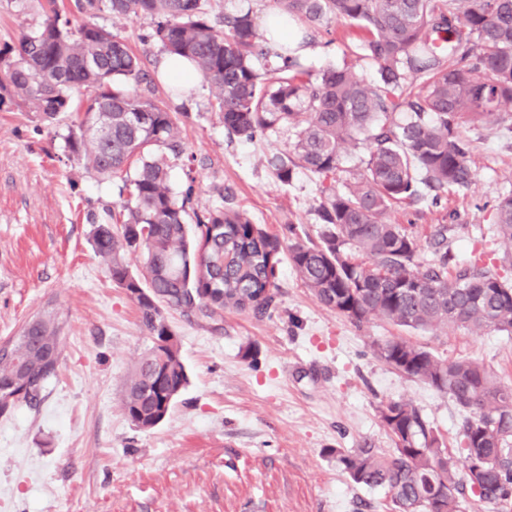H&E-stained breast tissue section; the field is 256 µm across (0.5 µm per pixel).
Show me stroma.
I'll list each match as a JSON object with an SVG mask.
<instances>
[{
  "label": "stroma",
  "instance_id": "stroma-1",
  "mask_svg": "<svg viewBox=\"0 0 512 512\" xmlns=\"http://www.w3.org/2000/svg\"><path fill=\"white\" fill-rule=\"evenodd\" d=\"M54 8L73 23L87 20L74 0H32L23 11L2 4L0 44ZM95 22L144 56L153 93L178 113L184 152L171 162L174 190L195 177V210L226 195L269 234L287 239L292 224L302 241L318 242L317 177L299 168L284 185L268 164L287 152L291 130L228 136L209 84L197 81L180 100L171 94L159 74L164 52L142 40L150 19L103 12ZM359 37L335 23L298 55L311 75L352 60L376 82V65L355 59ZM76 120L68 113L47 125L29 112L0 110V341L47 305L64 323L57 374L37 401L0 416V512H389L386 490L352 483L335 449L390 450L377 415L387 400L413 401L452 450L461 419L447 394L384 364L375 344L402 335L512 384V335L404 331L379 319L358 326L319 304L284 260L266 314L227 308L206 318L166 309L189 384L158 426L135 427L122 410L123 388L151 340L90 245L88 216L120 204V182L68 161L63 137ZM466 136L472 190L445 193L437 207L427 198L395 207L390 218L427 256L433 225L464 213L449 244L455 265L479 259L512 281L492 231L498 197L512 190V135L481 123Z\"/></svg>",
  "mask_w": 512,
  "mask_h": 512
}]
</instances>
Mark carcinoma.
I'll use <instances>...</instances> for the list:
<instances>
[{
    "label": "carcinoma",
    "mask_w": 512,
    "mask_h": 512,
    "mask_svg": "<svg viewBox=\"0 0 512 512\" xmlns=\"http://www.w3.org/2000/svg\"><path fill=\"white\" fill-rule=\"evenodd\" d=\"M282 17L317 30L332 22L362 32L357 60L378 67L371 85L352 66L313 78L296 51L260 29L253 12L211 15L210 0H76L82 13L145 16L148 38L169 57L189 61L214 88L224 129L251 140L286 124L288 153L273 162L284 185L304 168L320 180V242L288 246V262L322 306L361 325L379 318L409 330L446 327L512 335V282L475 262L450 267L451 224H437L433 253L388 219L422 190H468L474 183L469 124L497 123L512 133V0H273ZM269 68L259 72L256 62ZM144 62L104 26L75 25L53 9L0 46V108L8 104L52 124L82 113L64 136L68 160L102 180L118 177L127 199L90 243L112 284L137 306L153 346L125 384L122 409L151 429L189 383L163 307L211 317L226 307L266 311L274 299L282 244L244 211L219 203L196 217L193 187L174 192L169 156H179L177 116L141 88ZM397 112L408 116L399 122ZM367 159L341 186L334 175L346 143ZM494 232L512 263V193L495 205ZM143 256L142 271L127 256ZM61 323L44 310L0 348V415L39 397L56 374ZM400 374L448 394L461 417L458 455L410 400L378 407L393 448L330 449L351 481L387 490L391 512H460L470 491L512 507V385L470 359L448 361L403 337L375 345Z\"/></svg>",
    "instance_id": "1"
}]
</instances>
